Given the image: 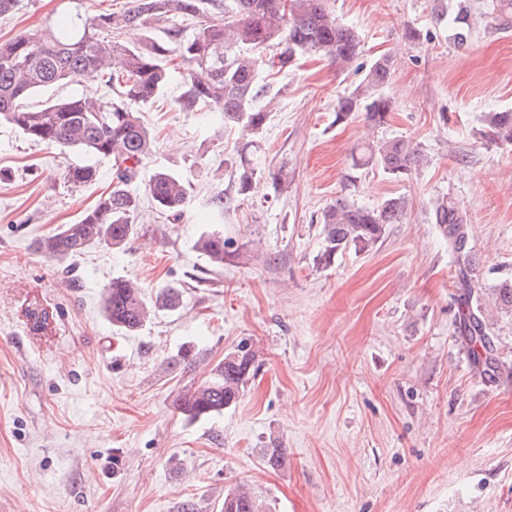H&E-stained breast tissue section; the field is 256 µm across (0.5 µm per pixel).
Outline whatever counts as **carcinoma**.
<instances>
[{
	"mask_svg": "<svg viewBox=\"0 0 512 512\" xmlns=\"http://www.w3.org/2000/svg\"><path fill=\"white\" fill-rule=\"evenodd\" d=\"M217 0H133L128 9L115 13H75L33 33H22L0 43V122L17 128L28 140L76 149L108 159L112 188L72 224L35 242L36 249L62 262L96 247L124 248L138 236L139 196L130 189L155 143L153 130L144 123L135 103L146 104L170 83L177 66L184 65V91L178 99L183 112H199L209 106L219 110L220 125L241 131V146L230 162V178L237 194L251 195L262 174L274 188H288L284 167L263 171L258 153L259 135L267 126L272 88L261 70L288 69L301 53H320L331 63L348 66L358 58L359 36L340 24L328 0H232L230 15L221 20L206 17ZM198 18L197 31L166 28L165 37L151 30L174 16ZM453 39L460 47L470 39L468 11L460 7ZM113 30L136 36L129 41L106 37ZM395 60L382 55L365 69L363 77L338 98L336 121L344 122L361 112L371 130L385 127L394 110L387 95ZM76 80H100L112 88L108 98L70 95L31 107L27 99L42 88ZM482 137L491 142L512 143V112H488L483 116ZM427 163L423 147L403 137L368 140L351 157L350 170L382 169L390 177L409 178ZM96 169L75 165L65 179L74 186L92 182ZM146 191L159 211L174 221L182 218L188 203V184L168 170L156 171ZM408 210L404 197H390L375 208L358 206L338 197L323 213L320 259L329 264L349 247L365 250L382 238L387 225L399 224ZM432 219L448 238L459 285L465 299L472 288L465 276L475 257L466 250L467 218L460 205L448 197L432 204ZM232 243L221 231L202 234L196 249L217 267L234 255ZM182 292L175 286L161 289L153 299L134 281L114 278L104 289L102 309L112 326L127 334L138 332L151 313L179 306ZM462 342L474 363L493 366L494 353L484 320L474 310L463 317ZM254 375L253 355L244 350L224 356L208 378L185 387L174 407L189 421L224 412L243 396ZM222 512H265L262 501L245 484L224 495Z\"/></svg>",
	"mask_w": 512,
	"mask_h": 512,
	"instance_id": "1",
	"label": "carcinoma"
}]
</instances>
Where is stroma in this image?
Masks as SVG:
<instances>
[{"label":"stroma","mask_w":512,"mask_h":512,"mask_svg":"<svg viewBox=\"0 0 512 512\" xmlns=\"http://www.w3.org/2000/svg\"><path fill=\"white\" fill-rule=\"evenodd\" d=\"M466 48L453 41L459 5ZM361 39V62L393 55L396 108L376 137L420 143L411 178L347 174L366 135L363 113L336 122L357 83L306 55L271 75L280 95L263 133V166L288 167V190L264 180L237 195L225 163L240 134L181 111L180 80L142 106L156 135L136 191L156 169L190 184L180 221L141 201V237L60 263L36 239L73 223L112 187V166L26 139L0 123V512H221L248 484L267 512H512V145L480 136L487 112L512 111V0H329ZM70 0H20L0 42L58 21ZM415 38H407V31ZM93 163L72 187L69 166ZM221 229L236 253L211 265L195 247ZM376 207L409 202L372 248L320 260L322 215L336 197ZM462 207L470 272L495 348L490 371L461 339L458 268L431 204ZM146 296L177 285L182 302L133 334L101 309L113 278ZM49 321L31 331L26 309ZM189 359H181L184 349ZM254 356V376L223 414L187 420L173 402L225 355ZM284 448L271 468L264 451Z\"/></svg>","instance_id":"stroma-1"}]
</instances>
